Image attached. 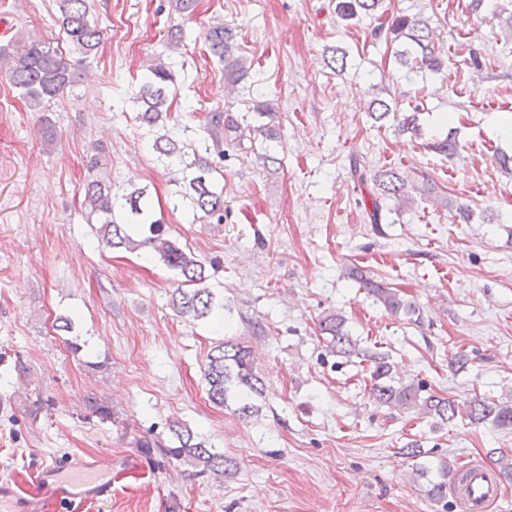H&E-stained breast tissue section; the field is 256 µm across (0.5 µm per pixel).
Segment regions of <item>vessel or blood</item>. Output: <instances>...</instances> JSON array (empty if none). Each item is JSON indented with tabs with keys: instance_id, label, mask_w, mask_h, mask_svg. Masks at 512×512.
<instances>
[{
	"instance_id": "obj_1",
	"label": "vessel or blood",
	"mask_w": 512,
	"mask_h": 512,
	"mask_svg": "<svg viewBox=\"0 0 512 512\" xmlns=\"http://www.w3.org/2000/svg\"><path fill=\"white\" fill-rule=\"evenodd\" d=\"M66 475L56 467H43L36 475L40 493L21 496L12 479L0 477V512H14L15 502L25 504L26 512H46L48 507L66 503L75 508L97 504L112 495V465L109 457L94 460L76 456L68 463ZM452 485L467 512H488L500 496V486L489 465H467L457 471Z\"/></svg>"
}]
</instances>
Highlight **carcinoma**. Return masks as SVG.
I'll return each mask as SVG.
<instances>
[{
	"mask_svg": "<svg viewBox=\"0 0 512 512\" xmlns=\"http://www.w3.org/2000/svg\"><path fill=\"white\" fill-rule=\"evenodd\" d=\"M384 0H333L336 18L348 22L370 15L381 7ZM56 19L69 43L81 56L95 54L102 40V31L89 18L87 0H53ZM374 35L390 38L399 43L395 59L406 74L424 71L438 72L443 61L436 53L432 30L426 19L419 16H400L390 27H378ZM211 53L224 63L228 78L238 80L248 74L247 60L235 55V33L218 24L206 33ZM0 69L9 83L26 98L30 106L41 108L66 93L76 81V70L63 54L47 46L33 36L14 40L0 46ZM173 83L172 64L158 63L147 67L139 91L134 97L138 105L136 120L151 133L168 116L170 84ZM374 122L390 117L397 120L401 133L420 134L415 113L398 114L388 102L375 98L367 107ZM240 130L238 119L231 113L215 110L209 113L207 132L219 140L225 131ZM153 151L174 164L182 158L179 142L169 134L157 135L151 144ZM198 174L183 184L182 198L190 202L193 211L206 217L223 221L224 187L213 177L214 168L202 156L195 159ZM87 169L90 179L84 185V205L90 214L101 220L103 234L99 244L111 249H145L157 257L169 269L178 272L190 288H177L171 296L172 306L181 316L196 320L216 319L223 305L216 302L213 291L205 286L204 264L195 254L180 247L176 242L162 237L149 205L146 190L134 188L117 196L112 193V183L100 173L101 159H90ZM350 170L357 181L371 182L369 192L371 211L369 218L374 224L382 223L387 200H402L407 194L408 180L398 168H385L368 175L361 170L357 157L350 159ZM139 224L152 225L153 235L137 240L127 233V228ZM346 277L358 288L374 297L393 316L403 314L415 318L419 324L422 314L419 307L406 299L399 290L389 287L358 266H351ZM320 334L329 337V347L334 353L347 358L359 359L366 365L371 387L370 397L379 406L399 411L414 410L443 424L459 416L473 423L489 422L497 428H512V405L496 403L485 397H474L463 404L438 394L422 395L424 387L413 381H402L394 374L390 354L379 347H363L346 329L345 318L336 313L319 322ZM207 396L222 407L234 404V412L240 418H249L259 412L257 399L263 396L264 382L253 367L249 347L227 340L213 348L208 355L205 369ZM171 444L161 440L144 441L142 447L155 448L161 454L176 459L194 469V475H210L216 479L233 474L232 459L207 447L206 442L187 425L175 422L169 427ZM448 461L440 462L438 480L429 483L428 495L436 502L448 496Z\"/></svg>",
	"mask_w": 512,
	"mask_h": 512,
	"instance_id": "cac0c4a2",
	"label": "carcinoma"
}]
</instances>
